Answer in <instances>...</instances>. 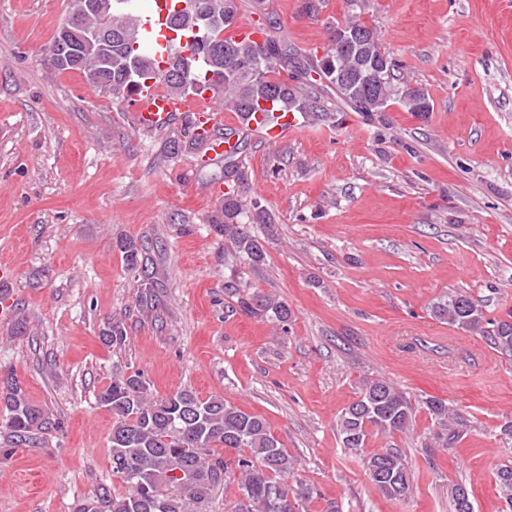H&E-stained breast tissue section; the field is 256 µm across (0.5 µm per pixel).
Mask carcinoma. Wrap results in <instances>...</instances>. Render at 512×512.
Returning <instances> with one entry per match:
<instances>
[{"label":"carcinoma","instance_id":"carcinoma-1","mask_svg":"<svg viewBox=\"0 0 512 512\" xmlns=\"http://www.w3.org/2000/svg\"><path fill=\"white\" fill-rule=\"evenodd\" d=\"M137 0H97L95 12L85 15L93 29H112V95L137 90L147 80H156L167 93L187 96L198 85L208 84L224 98V109L246 117L267 112L266 104L301 112L318 120L328 118V108L312 83V75L336 89L351 109L367 115L384 112L393 102L409 112L426 117L431 111L427 93L394 77L395 64L385 51L375 29L355 16L327 27L329 51L319 58L301 52L288 40L275 35L280 22L272 14L263 17L259 29L262 43L224 36L236 20L240 0H172L166 25L186 38L168 51L164 65L139 51ZM349 29L365 32L356 50H336L332 44ZM105 67L96 53L80 58L76 70L90 85ZM247 143L241 139L224 154V205L211 230L224 238L234 254L260 265L265 259L261 242L251 225L263 224L268 236L276 235L275 217L257 198L249 196L248 171L242 162ZM127 267L144 285H152L153 262L142 241L120 244ZM239 310L250 315H272L288 321V306L272 296H246ZM431 313L450 326L486 338L496 350L512 354V319L491 321L480 300L472 295L450 293L431 304ZM111 345L125 344L127 334L120 323L102 332ZM0 425L15 448L34 445L39 435L54 428L44 411L28 398L20 382L8 376L0 388ZM98 401L112 413V475L126 485L114 496L105 486L75 505L74 512H208L228 479L236 481L237 495L230 512H310L315 491L289 478L298 472L297 459L268 430L264 420L229 404L224 398H200L182 388L163 398L153 396L138 372L112 377ZM434 416L439 431L434 445L446 448L468 428L467 419L442 400L423 401ZM415 406L407 394L381 378L362 381L359 395L337 422L343 447L352 452L366 448L370 435L404 433L412 425ZM224 449V456L215 449ZM371 481L390 501L411 492L410 467L396 448H385L366 460ZM497 478L506 503L512 507V466L498 469Z\"/></svg>","mask_w":512,"mask_h":512}]
</instances>
